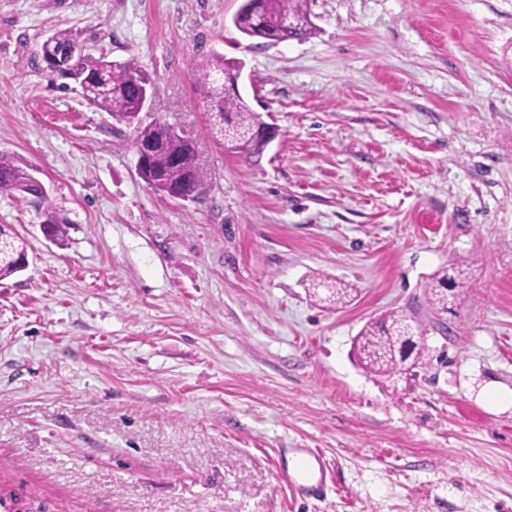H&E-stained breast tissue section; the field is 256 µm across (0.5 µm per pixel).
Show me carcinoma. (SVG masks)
Masks as SVG:
<instances>
[{
    "mask_svg": "<svg viewBox=\"0 0 512 512\" xmlns=\"http://www.w3.org/2000/svg\"><path fill=\"white\" fill-rule=\"evenodd\" d=\"M242 34L267 42L303 38L311 33L312 22L306 0H243L233 18ZM77 37L70 30H57L41 46L42 58L62 53ZM198 85L209 100L210 108L224 116V123L236 130H251L263 124L241 93L235 88L238 65L224 60L217 53L191 59ZM84 70L101 73L105 82L86 83L81 87L84 100L92 107L109 113L113 118L133 123L138 116L140 99L151 86L149 77L132 60L112 61L100 54L92 56ZM136 137L154 140L159 147L153 153L140 178L154 190L176 199L196 195L188 163L192 154L189 140L170 126L156 121L136 130ZM28 195L47 214V227L54 239L65 240L66 225L53 215L48 196L33 183L28 168L7 154H0V195ZM27 256L26 240L10 224H0V281L23 270ZM468 277L456 266L442 270L425 289V302L434 318L450 312L448 297L461 299L468 288ZM422 320L414 314L391 312L367 323L356 339L355 349L360 363L367 370L385 378L393 389L408 378L412 369L425 363Z\"/></svg>",
    "mask_w": 512,
    "mask_h": 512,
    "instance_id": "1",
    "label": "carcinoma"
}]
</instances>
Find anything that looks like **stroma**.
<instances>
[{"instance_id":"obj_1","label":"stroma","mask_w":512,"mask_h":512,"mask_svg":"<svg viewBox=\"0 0 512 512\" xmlns=\"http://www.w3.org/2000/svg\"><path fill=\"white\" fill-rule=\"evenodd\" d=\"M242 0H0V153L67 226L0 196L28 266L0 281V512H512V0H309V38L239 33ZM68 29L151 78L126 124L50 83ZM242 66L278 135L224 152L190 60ZM193 141L200 194L139 177L137 126ZM470 271L391 393L353 341ZM354 288L344 307L314 281ZM332 481L297 495L287 456Z\"/></svg>"}]
</instances>
